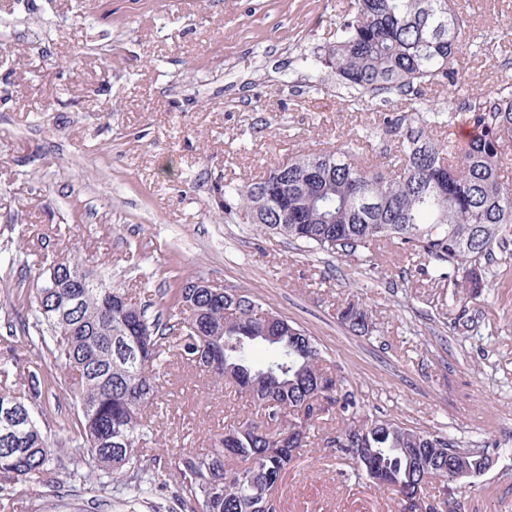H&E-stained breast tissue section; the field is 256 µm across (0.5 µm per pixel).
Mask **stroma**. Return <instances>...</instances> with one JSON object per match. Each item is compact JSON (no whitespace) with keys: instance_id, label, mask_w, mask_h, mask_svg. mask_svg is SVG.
<instances>
[{"instance_id":"stroma-1","label":"stroma","mask_w":512,"mask_h":512,"mask_svg":"<svg viewBox=\"0 0 512 512\" xmlns=\"http://www.w3.org/2000/svg\"><path fill=\"white\" fill-rule=\"evenodd\" d=\"M342 0H0L1 47L13 58L0 103V253L56 256L79 245L113 282L169 288L204 277L247 288L308 330L368 413L391 415L494 464L466 483L464 512H512V266L453 329L448 291L401 282L392 253L373 278L300 251L224 211L217 187L251 182L299 149L375 128L327 69L303 81ZM472 48L457 64L476 92L512 76V49L484 52L512 27V0H468ZM355 300L380 327L355 336L337 310ZM154 452L174 489V449L209 450L248 403L172 363ZM283 512H397L390 492L344 476L316 445L278 489Z\"/></svg>"}]
</instances>
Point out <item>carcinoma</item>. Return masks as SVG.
Here are the masks:
<instances>
[{
	"instance_id": "carcinoma-1",
	"label": "carcinoma",
	"mask_w": 512,
	"mask_h": 512,
	"mask_svg": "<svg viewBox=\"0 0 512 512\" xmlns=\"http://www.w3.org/2000/svg\"><path fill=\"white\" fill-rule=\"evenodd\" d=\"M469 19L457 0H346L336 40L303 58L323 65L354 95L352 102L398 97L408 110L380 114L384 161H358L366 135L336 138L321 152L298 150L247 185L224 184V209L252 224L358 269L373 270L392 246L416 260L412 270L437 287L462 289L455 328L471 331L468 303L489 287L491 269L512 260V83L491 97L467 95L465 121L475 136L464 148L434 137L448 125L428 105V92L468 87L453 61L469 44ZM11 284L22 299L5 323L35 365L68 376L74 406L66 437L52 438L42 402L45 372L0 391V498L30 479L57 491L58 451L70 458L72 481L103 499L148 494L163 382L175 357L252 403L260 418L224 426L206 454L176 452L177 509L167 512H281L275 490L288 467L313 445L320 420L335 415L325 442L338 449L350 475L397 497L416 492L421 512L448 493V459L467 478L488 471L484 457L441 431L365 411L358 392L324 367L326 357L303 327L236 285L208 291L187 279L162 296L154 317L132 289L112 284L70 254L37 263ZM86 283L75 296L73 278ZM338 319L360 336L376 331L364 305L347 302ZM266 357L257 360L253 351Z\"/></svg>"
}]
</instances>
